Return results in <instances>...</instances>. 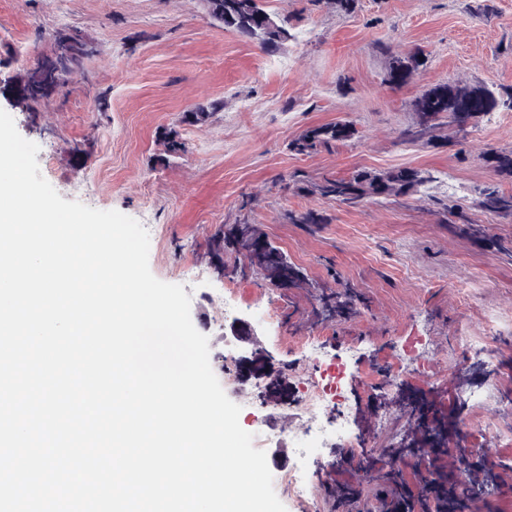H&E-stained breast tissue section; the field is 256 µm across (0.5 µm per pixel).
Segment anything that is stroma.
<instances>
[{
	"label": "stroma",
	"instance_id": "35a3bbf8",
	"mask_svg": "<svg viewBox=\"0 0 512 512\" xmlns=\"http://www.w3.org/2000/svg\"><path fill=\"white\" fill-rule=\"evenodd\" d=\"M264 5L298 32L273 53L214 22L202 0H0V81L48 54L61 28L82 31L96 49L68 88L45 101L36 130L6 100L0 109L38 145L40 172L64 200L119 211L147 229L152 274L190 296L211 367L271 473L320 465L297 449L310 423L295 385H285L277 404L262 401L281 368L308 377L340 357L379 368L420 338L434 356L404 389L453 407L469 421L467 446L481 450L487 428L512 418L495 406L472 418L463 394L485 376L457 334L468 327L512 360V217L474 203L477 188L512 190V177L484 158L491 148L512 151V110L481 117L462 142L448 127L428 144L401 133L415 120L414 99L435 84L512 88V0H356L350 14L310 0ZM416 49L426 64L392 87L387 51ZM212 100L224 106L206 123L181 122ZM344 120L356 129L349 140L290 150L308 129ZM167 128L185 153L167 155ZM399 168L427 169L435 180L426 191L357 208L314 190L326 177ZM456 208L482 237L451 223ZM304 210L322 223H287L288 212ZM243 223L257 225L309 287L274 288L249 268L219 276L208 242L222 225ZM330 293L351 294L354 314L317 320ZM238 317L256 330L248 341L229 333ZM308 334L323 339L317 356L296 344ZM350 414V429L377 452L408 428L403 417L379 424L364 405Z\"/></svg>",
	"mask_w": 512,
	"mask_h": 512
}]
</instances>
